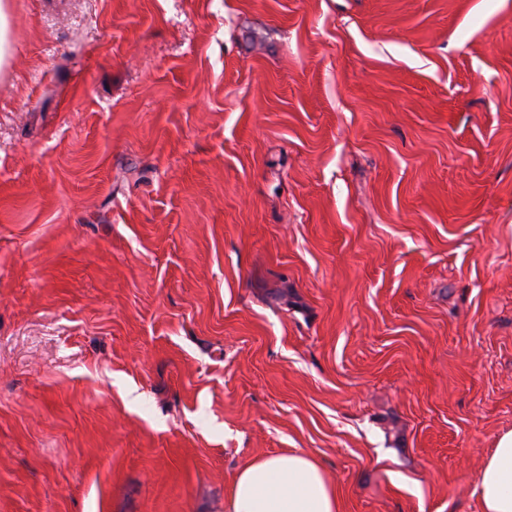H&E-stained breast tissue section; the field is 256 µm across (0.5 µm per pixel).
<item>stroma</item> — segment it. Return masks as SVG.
I'll return each mask as SVG.
<instances>
[{
  "mask_svg": "<svg viewBox=\"0 0 512 512\" xmlns=\"http://www.w3.org/2000/svg\"><path fill=\"white\" fill-rule=\"evenodd\" d=\"M0 512H478L512 430V0H9ZM226 512H340L322 465L299 451L246 462L236 473Z\"/></svg>",
  "mask_w": 512,
  "mask_h": 512,
  "instance_id": "35a3bbf8",
  "label": "stroma"
}]
</instances>
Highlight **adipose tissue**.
<instances>
[{
	"label": "adipose tissue",
	"instance_id": "ef3b65f1",
	"mask_svg": "<svg viewBox=\"0 0 512 512\" xmlns=\"http://www.w3.org/2000/svg\"><path fill=\"white\" fill-rule=\"evenodd\" d=\"M479 512H512V430L501 433L475 482ZM226 512H339L321 464L299 451L258 457L238 470Z\"/></svg>",
	"mask_w": 512,
	"mask_h": 512
}]
</instances>
